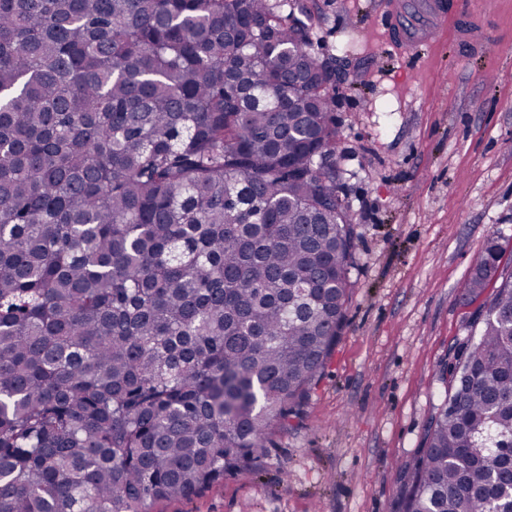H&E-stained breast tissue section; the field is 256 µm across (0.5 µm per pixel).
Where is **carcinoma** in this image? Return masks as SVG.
<instances>
[{
  "label": "carcinoma",
  "mask_w": 512,
  "mask_h": 512,
  "mask_svg": "<svg viewBox=\"0 0 512 512\" xmlns=\"http://www.w3.org/2000/svg\"><path fill=\"white\" fill-rule=\"evenodd\" d=\"M298 11L0 0V512L188 499L263 466L308 398L356 234ZM476 325L403 512H512V276Z\"/></svg>",
  "instance_id": "obj_1"
}]
</instances>
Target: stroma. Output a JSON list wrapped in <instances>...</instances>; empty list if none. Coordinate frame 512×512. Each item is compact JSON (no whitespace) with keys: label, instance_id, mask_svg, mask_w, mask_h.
Instances as JSON below:
<instances>
[{"label":"stroma","instance_id":"1","mask_svg":"<svg viewBox=\"0 0 512 512\" xmlns=\"http://www.w3.org/2000/svg\"><path fill=\"white\" fill-rule=\"evenodd\" d=\"M334 63L336 178L357 234L342 337L267 462L152 512H401V467L445 397L440 369L495 292L463 281L490 241L512 274V0H469L493 39L458 47L430 0L408 55L381 34L386 0H305Z\"/></svg>","mask_w":512,"mask_h":512}]
</instances>
